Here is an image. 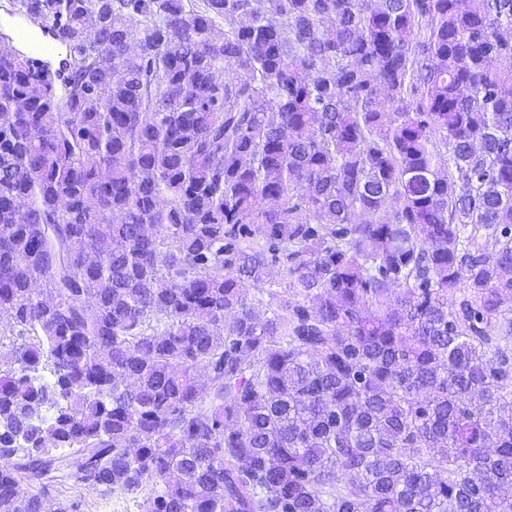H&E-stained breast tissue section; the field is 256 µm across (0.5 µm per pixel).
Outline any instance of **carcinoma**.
Wrapping results in <instances>:
<instances>
[{"instance_id":"obj_1","label":"carcinoma","mask_w":512,"mask_h":512,"mask_svg":"<svg viewBox=\"0 0 512 512\" xmlns=\"http://www.w3.org/2000/svg\"><path fill=\"white\" fill-rule=\"evenodd\" d=\"M21 4L0 508L509 512L512 0ZM9 2L12 3V0H0V33L6 34L9 37H13L14 40L18 43L25 44L30 53L35 57V60L40 61L41 57H46L54 52V45L46 40L40 39L34 35L33 30L38 31L37 28L32 26L30 28L26 19L22 17H16L12 21V28L8 23V19L10 18L11 7ZM5 4V8L3 9L2 5ZM53 481H45L49 485L50 492L62 499L77 501L80 504L79 512H145L148 505L145 499L149 490L146 489L137 498H132L120 491L103 493L98 490L85 487L77 482L74 477L62 473Z\"/></svg>"}]
</instances>
